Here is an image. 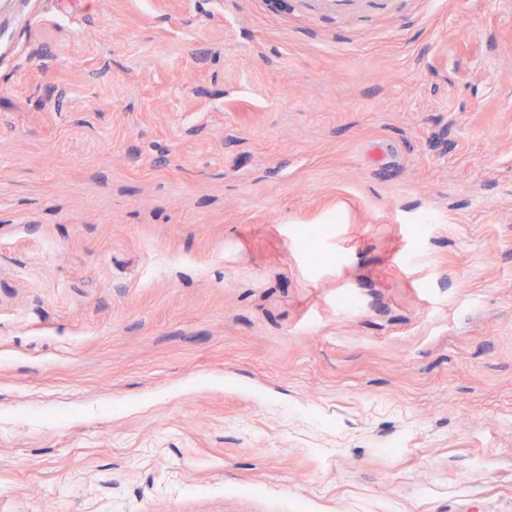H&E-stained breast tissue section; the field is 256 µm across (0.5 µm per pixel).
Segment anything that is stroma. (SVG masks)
I'll list each match as a JSON object with an SVG mask.
<instances>
[{"instance_id":"35a3bbf8","label":"stroma","mask_w":512,"mask_h":512,"mask_svg":"<svg viewBox=\"0 0 512 512\" xmlns=\"http://www.w3.org/2000/svg\"><path fill=\"white\" fill-rule=\"evenodd\" d=\"M0 512H512V0H0Z\"/></svg>"}]
</instances>
